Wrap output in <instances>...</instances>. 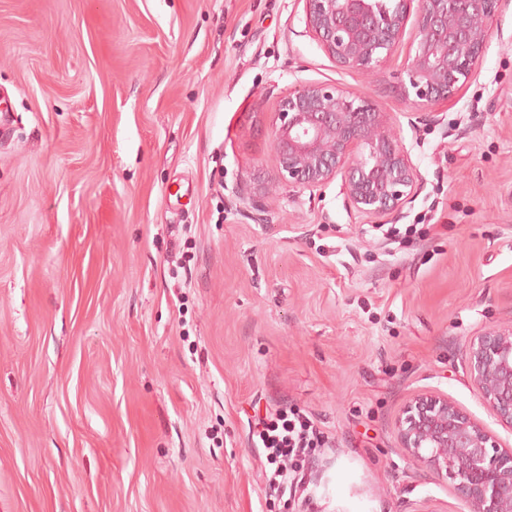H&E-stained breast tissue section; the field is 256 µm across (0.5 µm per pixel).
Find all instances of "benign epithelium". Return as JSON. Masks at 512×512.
<instances>
[{
    "label": "benign epithelium",
    "instance_id": "7a95c632",
    "mask_svg": "<svg viewBox=\"0 0 512 512\" xmlns=\"http://www.w3.org/2000/svg\"><path fill=\"white\" fill-rule=\"evenodd\" d=\"M305 33L345 69L381 71L409 38L400 80L411 129L437 121L429 106L455 99L480 70L493 23L512 0H304ZM279 175L312 190L341 177L350 205L371 224L402 214L421 175L391 113L336 84L283 95L271 128ZM470 378L497 421L512 428V325L490 328L466 346ZM420 469L452 483L471 512H512V448L448 396L415 395L397 427Z\"/></svg>",
    "mask_w": 512,
    "mask_h": 512
}]
</instances>
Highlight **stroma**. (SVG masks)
I'll use <instances>...</instances> for the list:
<instances>
[{"label": "stroma", "mask_w": 512, "mask_h": 512, "mask_svg": "<svg viewBox=\"0 0 512 512\" xmlns=\"http://www.w3.org/2000/svg\"><path fill=\"white\" fill-rule=\"evenodd\" d=\"M476 79L403 127L386 239L340 180L275 184L279 98L338 85L304 0H0V512H469L396 435L447 395L512 447L464 351L512 322V7ZM271 185L256 193L257 183ZM327 443L270 495L256 416Z\"/></svg>", "instance_id": "obj_1"}]
</instances>
